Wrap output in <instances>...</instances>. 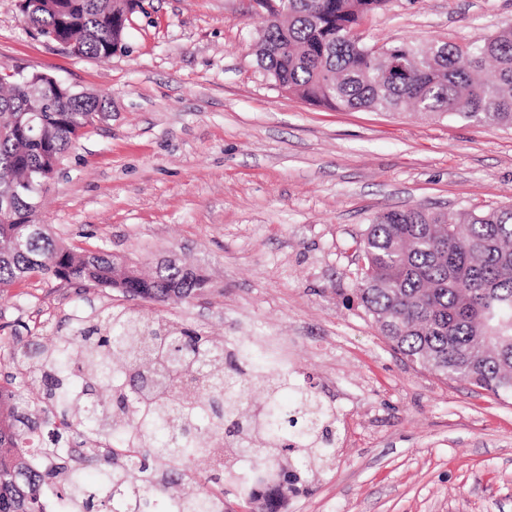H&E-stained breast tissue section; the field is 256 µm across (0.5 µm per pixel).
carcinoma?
I'll return each mask as SVG.
<instances>
[{
    "label": "carcinoma",
    "instance_id": "1",
    "mask_svg": "<svg viewBox=\"0 0 512 512\" xmlns=\"http://www.w3.org/2000/svg\"><path fill=\"white\" fill-rule=\"evenodd\" d=\"M386 0H288L255 44L274 87L330 110L447 116L512 128V24L466 46L393 42L381 48L349 34ZM130 0H22L24 23L79 56L126 49ZM105 108L102 97H63L40 73L0 65V288L38 273L118 290L155 304L181 302L209 287L179 264L146 276L102 247L74 249L36 222L27 184L47 172ZM363 265L356 293L393 350L445 380L512 397V205L448 214L425 207L377 213L357 241ZM128 372L115 378L112 356ZM41 374L43 392L24 400L0 386V512H46L43 481L59 477L62 497L83 512H224V482L236 479L246 448L255 470L295 454L301 466L332 447L333 413L312 387L260 366L242 350L203 338L160 315L124 309L57 337L51 350L16 349ZM266 402L249 416L252 386ZM293 391L292 399L281 392ZM104 478L84 482L69 449ZM224 449L194 495L168 489L194 475L197 457ZM39 458L46 472L35 470ZM259 512H280L283 491L256 484Z\"/></svg>",
    "mask_w": 512,
    "mask_h": 512
}]
</instances>
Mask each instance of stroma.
<instances>
[{
    "instance_id": "1",
    "label": "stroma",
    "mask_w": 512,
    "mask_h": 512,
    "mask_svg": "<svg viewBox=\"0 0 512 512\" xmlns=\"http://www.w3.org/2000/svg\"><path fill=\"white\" fill-rule=\"evenodd\" d=\"M125 52L75 56L0 0V63L106 98L63 156L37 216L75 249L143 270L175 261L212 288L156 305L34 274L0 292V384L38 372L15 345L125 308L221 343L280 338L295 380L336 412V447L287 512H512V399L436 377L391 349L355 293L374 215L512 204V129L454 117L333 111L278 91L254 45L255 0H144ZM512 24V0H386L365 44L465 45Z\"/></svg>"
}]
</instances>
